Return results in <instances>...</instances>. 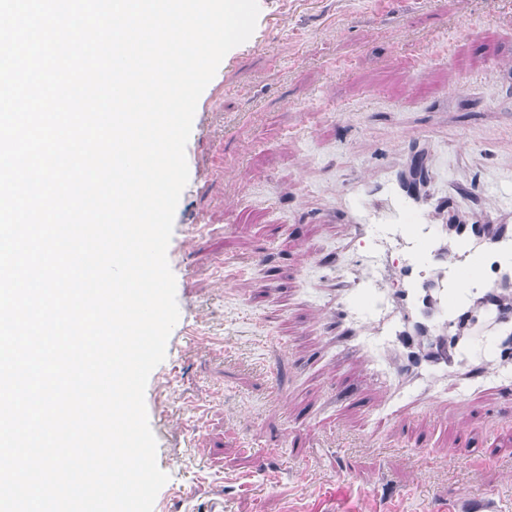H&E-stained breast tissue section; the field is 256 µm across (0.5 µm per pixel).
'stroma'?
Wrapping results in <instances>:
<instances>
[{"label": "stroma", "mask_w": 512, "mask_h": 512, "mask_svg": "<svg viewBox=\"0 0 512 512\" xmlns=\"http://www.w3.org/2000/svg\"><path fill=\"white\" fill-rule=\"evenodd\" d=\"M258 4L186 145L167 250L179 320L145 392L168 476L153 512H456L464 495L512 512L496 363L465 400L458 370L399 376L378 316L366 351L330 323L361 274L343 203L363 176L421 156L431 193L512 232V0Z\"/></svg>", "instance_id": "stroma-1"}]
</instances>
